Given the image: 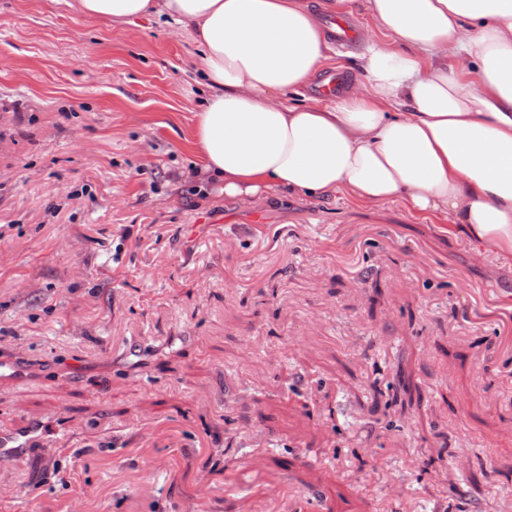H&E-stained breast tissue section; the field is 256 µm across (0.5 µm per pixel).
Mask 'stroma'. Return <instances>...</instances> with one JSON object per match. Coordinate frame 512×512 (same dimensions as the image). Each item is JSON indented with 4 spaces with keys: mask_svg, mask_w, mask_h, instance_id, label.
I'll return each mask as SVG.
<instances>
[{
    "mask_svg": "<svg viewBox=\"0 0 512 512\" xmlns=\"http://www.w3.org/2000/svg\"><path fill=\"white\" fill-rule=\"evenodd\" d=\"M174 22L0 0V512H512V265L403 204L198 175ZM418 399H395L398 377ZM470 465L453 464L460 450ZM403 493L394 497L392 485ZM40 431L37 423H29L24 427L0 431V457L18 461L22 448H28Z\"/></svg>",
    "mask_w": 512,
    "mask_h": 512,
    "instance_id": "1",
    "label": "stroma"
}]
</instances>
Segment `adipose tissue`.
<instances>
[{"label": "adipose tissue", "instance_id": "1", "mask_svg": "<svg viewBox=\"0 0 512 512\" xmlns=\"http://www.w3.org/2000/svg\"><path fill=\"white\" fill-rule=\"evenodd\" d=\"M83 16L169 18L210 90L195 114L205 181L242 201L339 193L469 229L512 257V0H366L381 36L360 91L292 103L328 59L307 0H76Z\"/></svg>", "mask_w": 512, "mask_h": 512}]
</instances>
